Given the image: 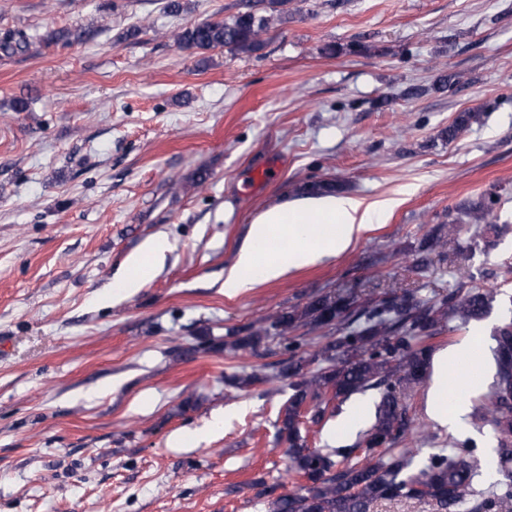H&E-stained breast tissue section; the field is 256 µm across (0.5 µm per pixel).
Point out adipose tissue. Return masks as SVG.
I'll return each instance as SVG.
<instances>
[{"label":"adipose tissue","instance_id":"obj_1","mask_svg":"<svg viewBox=\"0 0 512 512\" xmlns=\"http://www.w3.org/2000/svg\"><path fill=\"white\" fill-rule=\"evenodd\" d=\"M394 201L368 203L352 195L284 200L266 209L250 224L233 266L224 273V294L233 297L289 272L322 262L349 250L357 238L384 223ZM169 243L150 240L144 250L128 256L119 293H137L165 264ZM459 352L445 349L432 359L427 413L439 426L461 423L465 407L448 404V369Z\"/></svg>","mask_w":512,"mask_h":512}]
</instances>
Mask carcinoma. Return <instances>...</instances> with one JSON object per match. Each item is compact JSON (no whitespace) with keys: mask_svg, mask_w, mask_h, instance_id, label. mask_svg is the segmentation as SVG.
<instances>
[{"mask_svg":"<svg viewBox=\"0 0 512 512\" xmlns=\"http://www.w3.org/2000/svg\"><path fill=\"white\" fill-rule=\"evenodd\" d=\"M270 17L253 9L230 20L191 24L177 36L182 46L200 51L227 47L254 53L262 49V34ZM28 46L24 32H8L0 39V50L11 54ZM482 113L467 109L456 114L443 137L455 140ZM494 200H480L456 208L457 215L440 225L423 240L415 269L428 267V255L442 249L447 239L457 235L462 224L493 223ZM494 295L480 288H457L439 295L432 304L419 300L411 291L392 294L360 304L352 294L331 292L309 297L303 306L278 312L258 328L228 331L233 349L255 350L269 340H278L287 355L279 376L289 379L292 393L280 413L279 433L288 443V471L304 483L281 494L273 502V512H370L379 500L406 497L430 499L442 512H459L472 496L476 472L469 457L473 445L448 441L452 451L432 455L418 475H407V454H391L395 445L423 429L409 415L402 395L419 385L426 373L431 347L425 341L445 327L448 319L465 323L480 321L491 308ZM305 328L314 332L336 329L338 336L327 341L318 356L324 366L312 370V360L304 356L307 341L294 332ZM496 381L484 397L479 420L498 438L503 465L512 461V318H504L495 330ZM262 381L253 373H236L228 383L249 390ZM379 390L375 421L358 442L350 447L326 450L308 447L300 424L324 419L328 403L344 401L351 395ZM512 502V473L496 485L492 496L480 504L481 512H498Z\"/></svg>","mask_w":512,"mask_h":512,"instance_id":"obj_1","label":"carcinoma"}]
</instances>
